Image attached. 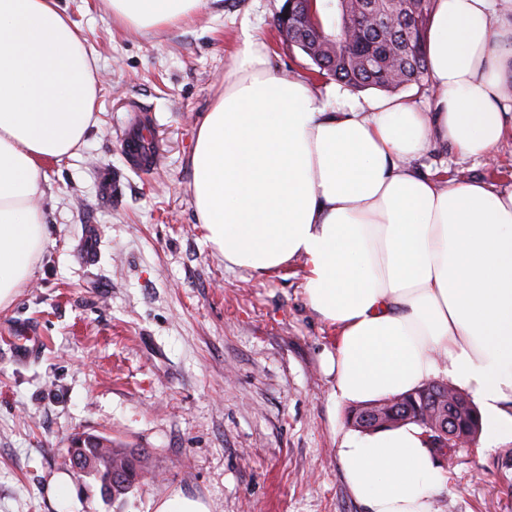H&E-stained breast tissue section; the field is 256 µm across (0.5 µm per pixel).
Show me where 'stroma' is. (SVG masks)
Returning <instances> with one entry per match:
<instances>
[{
  "label": "stroma",
  "mask_w": 512,
  "mask_h": 512,
  "mask_svg": "<svg viewBox=\"0 0 512 512\" xmlns=\"http://www.w3.org/2000/svg\"><path fill=\"white\" fill-rule=\"evenodd\" d=\"M283 3L202 0L185 23L136 32L110 0H64L101 79L97 123L75 157L44 164L47 238L30 281L0 309V512H154L175 491L211 512H364L337 453L348 408L322 368L336 333L306 301L302 264L227 267L191 190L197 127L245 35L277 74L328 84L279 39ZM141 113L160 164L135 173L122 134ZM410 164L443 184L508 189L512 131L487 156L437 143ZM91 226L99 247L88 256ZM19 321L42 338L26 359L6 336ZM77 433L137 454L131 492L106 500L76 483L70 503L49 497ZM434 512H512V443L461 450Z\"/></svg>",
  "instance_id": "35a3bbf8"
}]
</instances>
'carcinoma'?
I'll return each mask as SVG.
<instances>
[{"mask_svg": "<svg viewBox=\"0 0 512 512\" xmlns=\"http://www.w3.org/2000/svg\"><path fill=\"white\" fill-rule=\"evenodd\" d=\"M435 0H410L399 10L398 21L390 28L351 29L358 0H286L275 27L295 30L293 46L316 67L315 73L355 90L378 89L389 93L412 85L428 83L425 43ZM329 20L324 30L322 16ZM455 413V428L475 441L479 416L473 401L448 384L432 380L398 396L376 400L352 408L349 423L365 431L409 423L417 415L427 430L440 424L445 409ZM83 465L74 474L79 482L99 486L100 494L117 499L126 495L139 480L134 456L121 448L95 446L80 449ZM123 482L110 488L112 476Z\"/></svg>", "mask_w": 512, "mask_h": 512, "instance_id": "obj_1", "label": "carcinoma"}]
</instances>
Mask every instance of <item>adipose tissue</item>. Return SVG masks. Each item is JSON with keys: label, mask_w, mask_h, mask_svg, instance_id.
Returning a JSON list of instances; mask_svg holds the SVG:
<instances>
[{"label": "adipose tissue", "mask_w": 512, "mask_h": 512, "mask_svg": "<svg viewBox=\"0 0 512 512\" xmlns=\"http://www.w3.org/2000/svg\"><path fill=\"white\" fill-rule=\"evenodd\" d=\"M142 30L183 23L200 0H110ZM512 0H435L426 56L434 108L345 99L270 67L245 39L189 157L205 240L264 274L303 259L311 309L336 326L332 397L362 404L446 376L473 395L487 444L512 442V189L451 186L408 160L431 143L489 154L506 135L501 70ZM98 76L61 0H0V308L45 243L42 165L94 124ZM366 512H432L448 487L420 427L338 448Z\"/></svg>", "instance_id": "adipose-tissue-1"}]
</instances>
